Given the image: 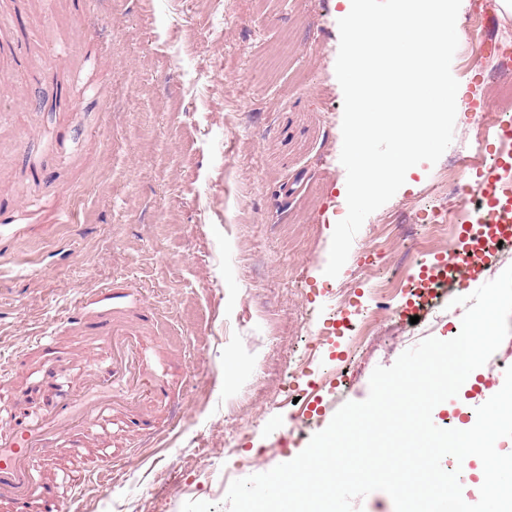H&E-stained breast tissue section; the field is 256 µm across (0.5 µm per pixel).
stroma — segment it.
Wrapping results in <instances>:
<instances>
[{"label": "stroma", "instance_id": "1", "mask_svg": "<svg viewBox=\"0 0 512 512\" xmlns=\"http://www.w3.org/2000/svg\"><path fill=\"white\" fill-rule=\"evenodd\" d=\"M0 14L10 30L0 69L11 73L0 112L14 114L0 142H23L0 149V202L39 206L35 223L0 241V357L24 362L14 389L31 387L44 361L32 336L78 347L70 317L87 293L135 286L163 315L154 341L180 424L141 461L124 460L129 432L110 426L85 458L120 457L121 474L91 490L87 512H228L225 474L267 472L323 429L294 423L287 399L349 347L322 333L337 319L331 293L353 290L358 323L370 302L364 257L409 282L442 251L432 215L477 203L482 170L456 165L476 136L498 151L485 113L512 114L498 90L512 80V13L462 0L454 140L367 217L332 279L331 237L347 213L336 0H0ZM49 48L59 54L48 68ZM63 198L75 223L53 221ZM458 295L446 289L415 324L384 316L337 405L365 400L376 367L460 330ZM312 346V377L291 375Z\"/></svg>", "mask_w": 512, "mask_h": 512}]
</instances>
